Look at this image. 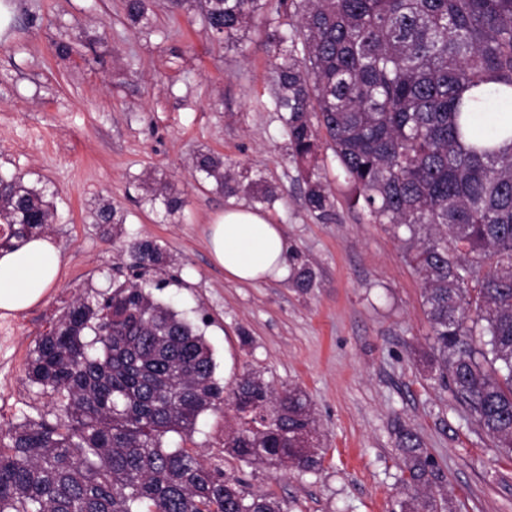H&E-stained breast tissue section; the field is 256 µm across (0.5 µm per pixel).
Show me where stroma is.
Masks as SVG:
<instances>
[{
	"mask_svg": "<svg viewBox=\"0 0 512 512\" xmlns=\"http://www.w3.org/2000/svg\"><path fill=\"white\" fill-rule=\"evenodd\" d=\"M151 33L132 28L122 0H12L0 10V170L53 195L49 231L63 269L45 299L0 315V425L56 421L55 398L26 377L39 336L82 298L133 281L126 239L159 244L165 288L203 333L216 375L233 384L246 371L274 389L308 395L325 462L315 472L249 467L224 454V414L208 411L187 445L222 464L247 490L270 492L290 512H399L402 457L396 427L416 430L445 476V512H512V463L428 378L430 326L424 281L388 225L354 206L329 147L323 181L330 218L304 205L303 183L279 113L262 21L241 42L215 43L197 0L173 12L150 0ZM71 51L59 55V45ZM212 151L246 172L247 186L224 196L196 184L197 153ZM168 184L187 201L166 221L148 199ZM281 189L259 205L266 187ZM109 202L122 226L97 223ZM261 207L280 224L312 288L289 278L242 284L225 277L206 244L215 215Z\"/></svg>",
	"mask_w": 512,
	"mask_h": 512,
	"instance_id": "1",
	"label": "stroma"
}]
</instances>
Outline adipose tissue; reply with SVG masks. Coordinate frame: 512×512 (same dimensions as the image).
<instances>
[{"instance_id": "obj_1", "label": "adipose tissue", "mask_w": 512, "mask_h": 512, "mask_svg": "<svg viewBox=\"0 0 512 512\" xmlns=\"http://www.w3.org/2000/svg\"><path fill=\"white\" fill-rule=\"evenodd\" d=\"M208 247L228 279L254 284L288 274V241L280 225L263 212L229 208L209 226ZM61 256L49 239L35 237L0 254V311H24L40 302L56 283Z\"/></svg>"}]
</instances>
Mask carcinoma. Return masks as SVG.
Returning a JSON list of instances; mask_svg holds the SVG:
<instances>
[{
  "mask_svg": "<svg viewBox=\"0 0 512 512\" xmlns=\"http://www.w3.org/2000/svg\"><path fill=\"white\" fill-rule=\"evenodd\" d=\"M200 8L220 44L263 17L270 106L281 113L305 205L322 218L335 206L320 175L323 134L356 190L352 203L373 223L409 233L406 261L425 281L433 379L512 462V128L501 129L503 147L469 138L470 92L512 90V0H200ZM122 9L131 27L152 26L149 0H122ZM191 177L229 196L245 179L212 152L195 156ZM148 202L164 221L185 204L165 185ZM95 217L124 223L109 202ZM53 219L42 191L0 172L1 250L45 233ZM424 228L434 234L420 238ZM128 247L145 274L164 260L153 241ZM215 369L204 335L145 284L76 302L26 366L31 382L57 396L65 421L0 430V512H287L221 465L166 445L228 406L224 451L233 458L322 467L301 388L277 392L249 371L229 388ZM396 438L402 489L442 481L416 432L401 426ZM400 509L443 512L430 495Z\"/></svg>",
  "mask_w": 512,
  "mask_h": 512,
  "instance_id": "1",
  "label": "carcinoma"
}]
</instances>
